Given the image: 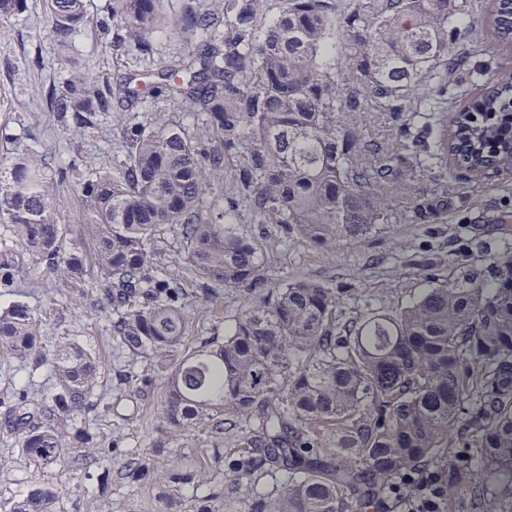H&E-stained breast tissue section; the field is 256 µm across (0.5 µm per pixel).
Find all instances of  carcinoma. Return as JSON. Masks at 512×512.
I'll use <instances>...</instances> for the list:
<instances>
[{
    "label": "carcinoma",
    "instance_id": "1",
    "mask_svg": "<svg viewBox=\"0 0 512 512\" xmlns=\"http://www.w3.org/2000/svg\"><path fill=\"white\" fill-rule=\"evenodd\" d=\"M214 0L188 6L169 25L164 0H110L99 21L147 67L113 84L72 71L61 92H44L64 124L95 129L117 101L128 107L162 96L193 103L205 137L173 124H135L125 160L86 167L74 155L55 166L27 131L0 147V224L31 264L0 263V288H17L31 268L93 297L129 362L119 385L134 394L141 360L164 376L158 421L169 437L196 432L214 447L162 477L160 512L181 485L236 475L227 499L200 512H226L266 477L249 512H345L397 482L431 476L440 506L512 512V252L485 273L433 283L398 306L346 309L353 295L307 278L269 281L260 237L236 224H275L320 250L364 240L381 224L435 222L448 208V161L476 180L512 160V73L465 108L453 49L471 0ZM29 0H0V19ZM51 41L68 47L90 24L87 0H46ZM171 27L190 43L187 63L151 68L156 34ZM485 26L512 42V0H493ZM224 28V39L214 38ZM393 112L396 143L368 140L365 117ZM237 159L231 168L226 160ZM77 173L83 223L92 231V275L81 243H65L59 185ZM224 180V196L209 195ZM426 182L429 192L402 205L396 190ZM179 242L193 287L157 268L163 231ZM260 290L226 336L185 344V305L213 303L219 291ZM0 353L48 366L55 390L35 383L18 393L10 435L44 467L71 473L101 460L97 435L81 425L112 391L99 381L95 350L69 338L43 350L36 312L23 300L0 310ZM241 447L225 458L224 435ZM462 439L484 469L453 451ZM146 466L132 452L120 474ZM53 485L30 490L9 512H60Z\"/></svg>",
    "mask_w": 512,
    "mask_h": 512
}]
</instances>
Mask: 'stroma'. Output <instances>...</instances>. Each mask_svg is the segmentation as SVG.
<instances>
[{"mask_svg": "<svg viewBox=\"0 0 512 512\" xmlns=\"http://www.w3.org/2000/svg\"><path fill=\"white\" fill-rule=\"evenodd\" d=\"M29 12L0 21V127L11 132L30 130L37 148L54 162L82 155L89 165L117 164L126 156L124 132L135 116L114 105L109 126L103 131H78L58 122L54 112L39 103L44 87L62 83L65 74L49 51L50 23L43 0H30ZM461 56L469 68L492 74L512 72V48L485 35L479 42L461 41ZM73 67L116 82L134 66L131 55L120 47H102L96 28H87L67 49ZM241 234L260 236L265 259L278 275L302 276L325 286L357 289L389 305L420 296L435 280L455 278L493 267L506 245H512V166H502L487 179L476 181L464 170L451 171L448 210L435 224H384L370 238L344 241L335 250L322 251L302 240L282 239L276 225L259 227L243 223ZM437 257L425 267L418 258ZM26 299L42 326L45 350L62 338L78 337L98 351L101 377L116 384L110 341L104 322L90 302L77 292L56 288L43 294L36 285H25ZM253 294L227 289L217 305L191 302L186 307L187 340L208 327L228 334ZM144 377L137 402L121 401L119 418L112 421V447L89 477L72 479L60 503L61 512H100L102 498H110L112 512H157L158 478L166 470L193 464L202 453L203 441L188 434L168 440L158 427L157 408L162 399V375L138 363ZM139 451L149 460L140 477L126 480L118 469L128 452ZM53 467H41L14 446L0 427V512L39 485L59 482Z\"/></svg>", "mask_w": 512, "mask_h": 512, "instance_id": "stroma-1", "label": "stroma"}]
</instances>
